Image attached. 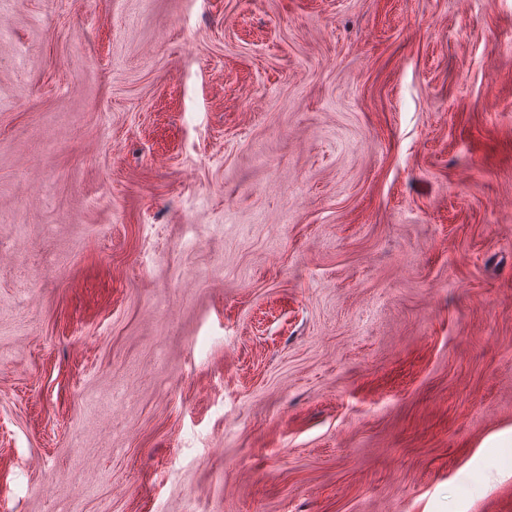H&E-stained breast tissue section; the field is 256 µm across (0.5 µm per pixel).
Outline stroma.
Masks as SVG:
<instances>
[{"label":"stroma","mask_w":512,"mask_h":512,"mask_svg":"<svg viewBox=\"0 0 512 512\" xmlns=\"http://www.w3.org/2000/svg\"><path fill=\"white\" fill-rule=\"evenodd\" d=\"M0 512H512V0H0Z\"/></svg>","instance_id":"1"}]
</instances>
